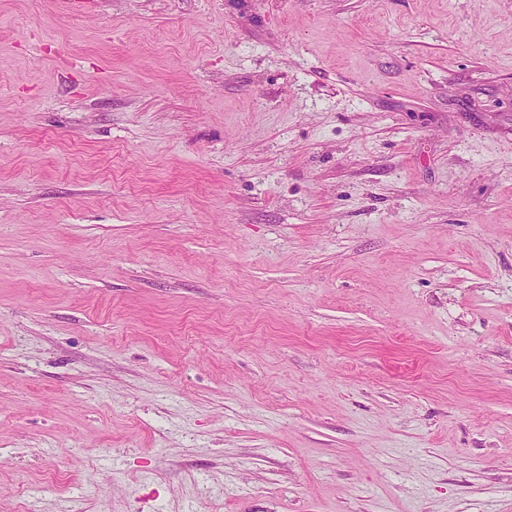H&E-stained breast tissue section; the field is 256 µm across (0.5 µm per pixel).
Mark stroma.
<instances>
[{
    "label": "stroma",
    "mask_w": 512,
    "mask_h": 512,
    "mask_svg": "<svg viewBox=\"0 0 512 512\" xmlns=\"http://www.w3.org/2000/svg\"><path fill=\"white\" fill-rule=\"evenodd\" d=\"M512 512V0H0V512Z\"/></svg>",
    "instance_id": "obj_1"
}]
</instances>
